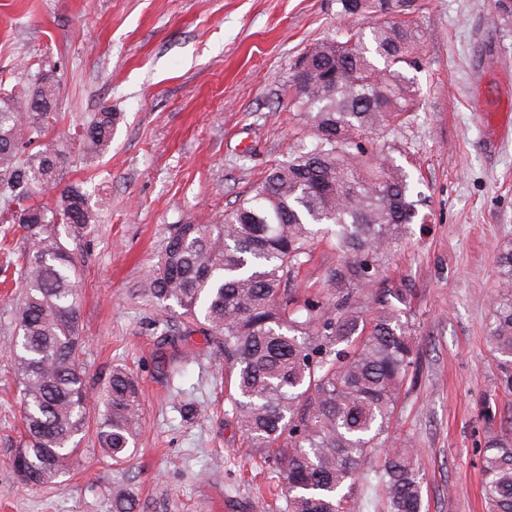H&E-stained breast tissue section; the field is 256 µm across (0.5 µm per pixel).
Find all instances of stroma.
Returning a JSON list of instances; mask_svg holds the SVG:
<instances>
[{
    "mask_svg": "<svg viewBox=\"0 0 512 512\" xmlns=\"http://www.w3.org/2000/svg\"><path fill=\"white\" fill-rule=\"evenodd\" d=\"M409 19L418 107L379 141L423 199L386 264L412 290L417 354L392 444L417 450L423 512H487L479 446L512 417L489 343L512 246V133L496 137L481 108L512 99V0H415ZM344 25L337 0H0V92L52 77L48 133L72 157L61 182L98 212L65 240L83 282L88 392L100 399L120 365L144 394L125 468L94 455L90 429L68 473L18 485L15 305L0 299V512H112L117 484L135 512H287L273 451L249 447L226 397L223 346L177 327L148 288L172 225L215 223L310 141L291 108L293 67ZM105 106L122 115L111 147L82 159L75 132Z\"/></svg>",
    "mask_w": 512,
    "mask_h": 512,
    "instance_id": "stroma-1",
    "label": "stroma"
}]
</instances>
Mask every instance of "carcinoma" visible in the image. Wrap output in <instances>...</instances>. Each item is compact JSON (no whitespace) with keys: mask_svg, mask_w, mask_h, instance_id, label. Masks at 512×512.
Returning a JSON list of instances; mask_svg holds the SVG:
<instances>
[{"mask_svg":"<svg viewBox=\"0 0 512 512\" xmlns=\"http://www.w3.org/2000/svg\"><path fill=\"white\" fill-rule=\"evenodd\" d=\"M410 0H338L350 22L341 40L310 45L294 105L311 146L271 166L250 197L216 224H175L152 272L151 293L202 325L224 347V380L237 422L253 448L273 449L288 512H352L359 480L376 481L381 512H422L410 448H394L389 426L413 361L405 318L410 289L382 276L407 225L418 215L409 175L363 139L416 107L406 68L419 37L395 15ZM369 18L368 27L352 20ZM57 87L18 88L0 97V195L30 245L19 263L23 292L9 346L22 386V440L10 458L18 483L42 486L67 473L90 424L81 360L78 269L58 225L80 236L97 223L78 185L57 190L55 206L31 204L69 152L48 137ZM119 116L104 110L82 124V156L112 143ZM329 236L338 260L320 297L291 287L316 240ZM502 294L489 338L502 356L500 383L512 390V249L499 260ZM137 379L115 366L95 420V452L123 465L142 429ZM382 456L369 477L365 462ZM489 512H512V436L483 451Z\"/></svg>","mask_w":512,"mask_h":512,"instance_id":"1","label":"carcinoma"}]
</instances>
